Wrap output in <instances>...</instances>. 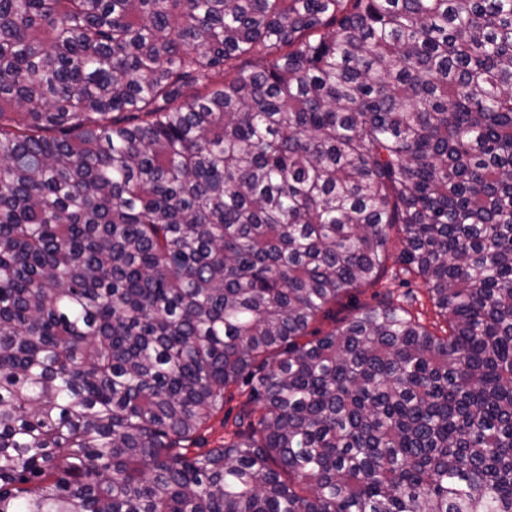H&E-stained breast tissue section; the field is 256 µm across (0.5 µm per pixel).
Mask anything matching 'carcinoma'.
<instances>
[{
  "mask_svg": "<svg viewBox=\"0 0 512 512\" xmlns=\"http://www.w3.org/2000/svg\"><path fill=\"white\" fill-rule=\"evenodd\" d=\"M2 103L0 512H512V0H0ZM394 229L447 328L311 329ZM243 400L244 398L236 396L233 401L224 406V411L218 413V415L208 424L209 430L205 433V439L207 442L206 448H212L222 437H224V426H222L224 413L230 410L233 417L239 410L240 401Z\"/></svg>",
  "mask_w": 512,
  "mask_h": 512,
  "instance_id": "obj_1",
  "label": "carcinoma"
}]
</instances>
